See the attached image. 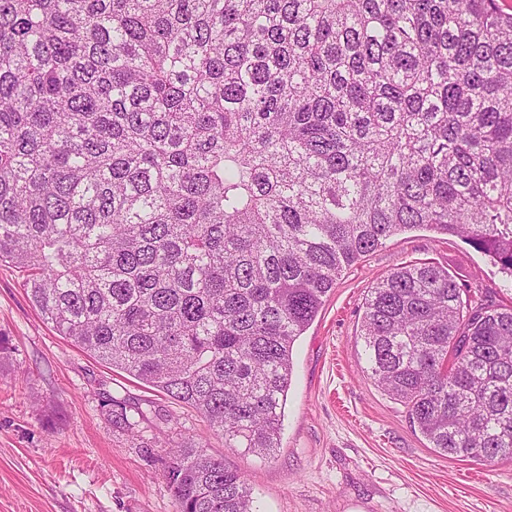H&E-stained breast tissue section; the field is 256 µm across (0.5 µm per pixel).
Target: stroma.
Returning <instances> with one entry per match:
<instances>
[{"instance_id": "stroma-1", "label": "stroma", "mask_w": 512, "mask_h": 512, "mask_svg": "<svg viewBox=\"0 0 512 512\" xmlns=\"http://www.w3.org/2000/svg\"><path fill=\"white\" fill-rule=\"evenodd\" d=\"M420 260L512 302L498 268L460 239L428 229L393 237L343 272L296 341L269 461L225 448L194 409L59 336L0 262V512H176L170 452L193 441L241 474L258 512H512V460L437 453L363 373L369 289ZM119 404L134 430L117 423Z\"/></svg>"}]
</instances>
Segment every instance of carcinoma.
Masks as SVG:
<instances>
[{
  "label": "carcinoma",
  "instance_id": "cac0c4a2",
  "mask_svg": "<svg viewBox=\"0 0 512 512\" xmlns=\"http://www.w3.org/2000/svg\"><path fill=\"white\" fill-rule=\"evenodd\" d=\"M463 239L512 291L499 0H0V261L89 355L280 447L293 349L390 237ZM365 372L438 453L512 459V306L432 262L368 291ZM176 512H255L179 448Z\"/></svg>",
  "mask_w": 512,
  "mask_h": 512
}]
</instances>
